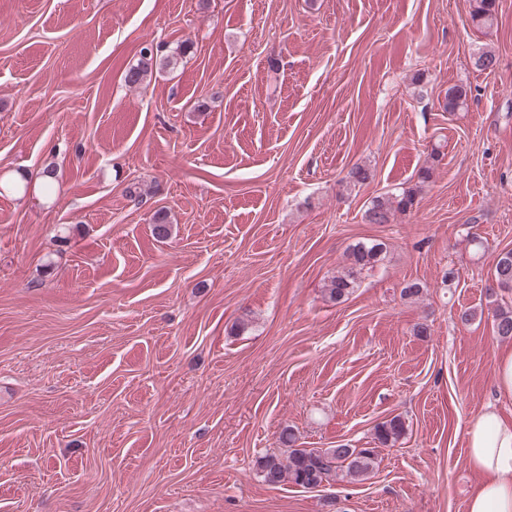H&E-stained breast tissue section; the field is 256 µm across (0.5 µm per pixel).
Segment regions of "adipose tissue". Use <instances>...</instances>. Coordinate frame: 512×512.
<instances>
[{
	"label": "adipose tissue",
	"mask_w": 512,
	"mask_h": 512,
	"mask_svg": "<svg viewBox=\"0 0 512 512\" xmlns=\"http://www.w3.org/2000/svg\"><path fill=\"white\" fill-rule=\"evenodd\" d=\"M465 439L471 465L484 476L467 512H512V420L487 407L469 422Z\"/></svg>",
	"instance_id": "obj_1"
}]
</instances>
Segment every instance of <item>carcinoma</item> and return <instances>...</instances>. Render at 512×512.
Masks as SVG:
<instances>
[{"mask_svg":"<svg viewBox=\"0 0 512 512\" xmlns=\"http://www.w3.org/2000/svg\"><path fill=\"white\" fill-rule=\"evenodd\" d=\"M471 20L478 28L488 29L494 25L497 17V0H472ZM139 62L125 73V82L130 86H142L150 83L154 61V49L144 46L140 50ZM467 100V90L461 85L448 87L444 110L456 112ZM418 189L407 188L400 193L385 194L373 198L366 210L365 220L370 224H390L397 214L413 210ZM153 234L165 239L171 234L168 213L158 210L153 216ZM384 243H359L348 254V262L342 271L331 280L328 286L329 299L341 301L354 288L358 276L365 270L372 269L380 260ZM495 282L512 288V250L499 253L494 264ZM494 331L503 339H512V306H498L493 314ZM404 422L393 417L379 423L375 428V439L383 446L394 445L403 435ZM281 439L290 446L285 458L274 454L266 455L259 463L264 481L277 485L289 481L304 488H316L324 482L336 480L342 473L354 481H364L372 472L376 459L374 448H349L339 445L335 448H296L295 435L283 431Z\"/></svg>","mask_w":512,"mask_h":512,"instance_id":"carcinoma-1","label":"carcinoma"}]
</instances>
